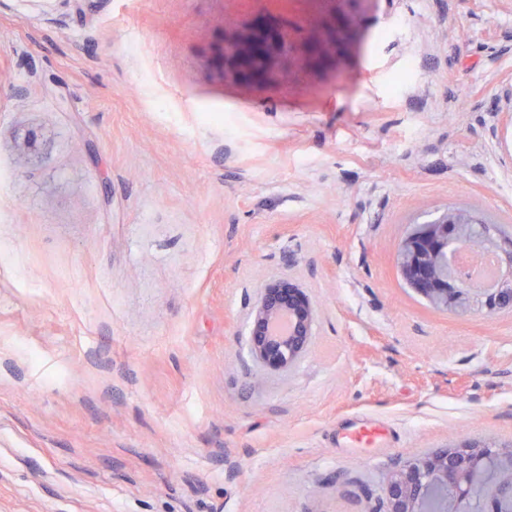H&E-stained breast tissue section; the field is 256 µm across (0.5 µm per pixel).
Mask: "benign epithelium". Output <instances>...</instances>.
Listing matches in <instances>:
<instances>
[{"instance_id":"1","label":"benign epithelium","mask_w":512,"mask_h":512,"mask_svg":"<svg viewBox=\"0 0 512 512\" xmlns=\"http://www.w3.org/2000/svg\"><path fill=\"white\" fill-rule=\"evenodd\" d=\"M280 40L272 33L254 34L234 46L231 57L248 76L262 78ZM476 214L471 208H448L414 226L398 245L402 278L440 311L493 315L512 307V242L498 232L474 231ZM460 246L495 255L492 287L456 274L451 256ZM316 317L315 305L295 284H265L250 315L253 360L264 371L290 370L311 342ZM491 456L499 462L501 477L482 487L481 512H512V444L488 441L449 444L388 471L381 484L384 512H465L472 477Z\"/></svg>"}]
</instances>
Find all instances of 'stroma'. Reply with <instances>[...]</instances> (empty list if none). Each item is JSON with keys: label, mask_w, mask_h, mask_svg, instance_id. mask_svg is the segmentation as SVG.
Wrapping results in <instances>:
<instances>
[{"label": "stroma", "mask_w": 512, "mask_h": 512, "mask_svg": "<svg viewBox=\"0 0 512 512\" xmlns=\"http://www.w3.org/2000/svg\"><path fill=\"white\" fill-rule=\"evenodd\" d=\"M278 23L266 77L224 60ZM511 87L512 0H0V512H382L511 443L512 310L396 264L451 206L512 233ZM278 279L318 314L263 374ZM317 309L295 284L266 283L250 315V354L264 371L290 370L307 350L313 335ZM288 320V330L277 326Z\"/></svg>", "instance_id": "35a3bbf8"}]
</instances>
